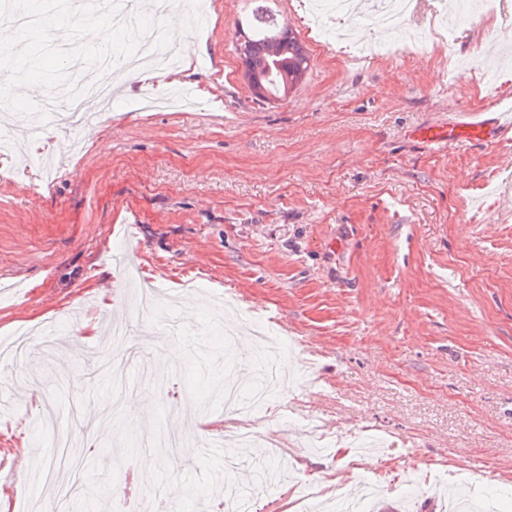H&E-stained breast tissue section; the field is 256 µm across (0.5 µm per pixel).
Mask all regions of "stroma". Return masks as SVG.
<instances>
[{"label":"stroma","instance_id":"35a3bbf8","mask_svg":"<svg viewBox=\"0 0 512 512\" xmlns=\"http://www.w3.org/2000/svg\"><path fill=\"white\" fill-rule=\"evenodd\" d=\"M180 83L197 107L140 112L131 81L98 120L69 133L45 120L30 150L57 164L0 156V504L26 512L56 488L16 478L23 455L48 469L37 417L82 426L91 491L65 512H98L125 473L159 486L169 512H221L240 471L197 450L170 459L137 446L159 432L205 441L227 420L224 386H262L222 304L268 311L287 385L266 386L254 424L272 468L293 483L251 512H296L320 491L373 483L398 512H449L442 485L512 512V144L430 146L415 128L512 96V0H421L416 18L363 25L320 0H266L309 55L294 92L256 101L235 52L254 0H203ZM154 282L161 311L132 324L138 364L123 390L100 369L85 321L120 312L126 280ZM112 299L104 306L98 289ZM268 321V320H267ZM180 345L179 360L167 358ZM145 410L139 427L125 415Z\"/></svg>","mask_w":512,"mask_h":512}]
</instances>
